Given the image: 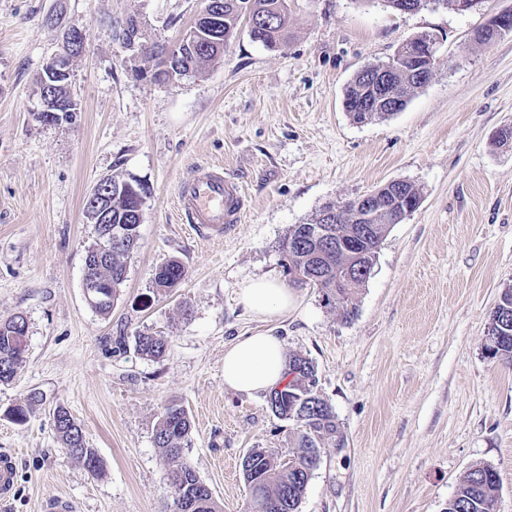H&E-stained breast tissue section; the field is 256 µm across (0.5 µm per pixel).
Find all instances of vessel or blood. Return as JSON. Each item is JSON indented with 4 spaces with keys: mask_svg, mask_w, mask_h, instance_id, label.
I'll return each mask as SVG.
<instances>
[{
    "mask_svg": "<svg viewBox=\"0 0 512 512\" xmlns=\"http://www.w3.org/2000/svg\"><path fill=\"white\" fill-rule=\"evenodd\" d=\"M179 206L185 223L200 234L223 235L225 228L239 223L245 198L238 183L225 178L217 167L197 168L179 192ZM16 464L12 455H0V497H8L15 485Z\"/></svg>",
    "mask_w": 512,
    "mask_h": 512,
    "instance_id": "vessel-or-blood-1",
    "label": "vessel or blood"
}]
</instances>
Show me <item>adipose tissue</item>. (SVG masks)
Returning a JSON list of instances; mask_svg holds the SVG:
<instances>
[{"mask_svg": "<svg viewBox=\"0 0 512 512\" xmlns=\"http://www.w3.org/2000/svg\"><path fill=\"white\" fill-rule=\"evenodd\" d=\"M240 301L254 316L269 320L287 315L294 308L296 298L283 280L259 277L241 287ZM286 381L283 344L271 333L244 336L225 348V388L261 393L281 387Z\"/></svg>", "mask_w": 512, "mask_h": 512, "instance_id": "ef3b65f1", "label": "adipose tissue"}]
</instances>
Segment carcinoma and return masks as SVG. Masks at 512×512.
I'll use <instances>...</instances> for the list:
<instances>
[{
	"label": "carcinoma",
	"mask_w": 512,
	"mask_h": 512,
	"mask_svg": "<svg viewBox=\"0 0 512 512\" xmlns=\"http://www.w3.org/2000/svg\"><path fill=\"white\" fill-rule=\"evenodd\" d=\"M224 16L219 25L208 21L194 24L180 41L181 70L174 77L195 74L204 69L218 55L224 53L228 43L227 35L236 32L242 17L241 4L274 17L271 26L257 34V41L264 46L275 48L288 38V15L285 0H222ZM426 83L413 79L411 70L401 69L393 75V89L409 97ZM366 84L361 76H354L346 88V106L361 97ZM112 234L118 240L112 244V253L101 260L91 259L88 277L102 287L112 286L117 293L126 278V259L137 247L139 223L135 216L137 202L123 182L112 180ZM333 203L324 204L313 218L289 229L281 244V253L288 266L303 274L319 268L322 275L314 286L323 292L326 304L334 305L345 319L356 313L353 303L355 290L365 284L371 273L376 252L366 250L364 258L354 262L362 265L364 272L354 277L348 287L336 289V265L341 256L334 252L317 255L312 239L318 227L344 235L357 223L354 210L346 208L338 220L328 221L325 213ZM185 276L183 265L172 260L162 265L155 274L153 288L167 293L178 287ZM28 322L24 315L15 314L0 320V382L10 381L19 366L25 361L27 345L20 337L27 335ZM136 350L153 359L163 357L168 340L152 333H138L135 336ZM485 351L489 358L512 362V288L501 292L497 304L491 311ZM289 369L296 376L281 392H274L278 400L279 416L292 421L298 431L294 448L288 451V462L281 467H271L270 455L262 448L252 449L243 467L245 481L252 490L250 512H299L308 481L321 459L322 445L327 441L344 444V436L337 423L336 413L328 401L316 390L317 373L312 361L301 355L290 357ZM43 401L40 394L27 395L25 401L11 410L18 423L27 420L35 404ZM53 427L61 444L70 455L83 462L92 474H98L102 461L95 449L88 446L81 425L70 411L58 404L53 410ZM192 424L187 412L172 405L164 409L153 433L154 443L162 452L169 467L170 489L174 497L176 512H221L210 488L198 477L185 458ZM501 480L498 472L488 465L471 468L448 499L445 512H494L500 494Z\"/></svg>",
	"instance_id": "1"
}]
</instances>
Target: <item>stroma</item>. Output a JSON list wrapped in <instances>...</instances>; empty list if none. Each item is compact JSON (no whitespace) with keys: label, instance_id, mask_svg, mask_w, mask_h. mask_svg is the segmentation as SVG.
<instances>
[{"label":"stroma","instance_id":"obj_1","mask_svg":"<svg viewBox=\"0 0 512 512\" xmlns=\"http://www.w3.org/2000/svg\"><path fill=\"white\" fill-rule=\"evenodd\" d=\"M201 0H0V319L28 320L26 360L0 383V453L16 463L0 512H175L168 468L153 442L164 408L192 421L185 454L223 512H248L242 461L293 445L292 421L264 393L224 386V349L268 331L285 354L310 358L343 447L326 442L299 512H444L474 465L493 467L496 512H512V365L489 359V314L512 287V34L475 32L512 0L466 12L414 13L382 0H288V43L268 48L240 22L224 53L188 79L139 76L150 50L175 45ZM83 29L71 65L73 119L30 112L35 83L62 42L48 14ZM135 18L127 45L116 26ZM440 38L431 81L390 118L358 124L345 87L406 40ZM223 168L247 203L242 220L209 239L185 224L181 182ZM105 177L146 189L137 248L112 311L87 302L84 260L95 231L83 200ZM403 179L419 207L391 225L351 319L319 289L295 288L288 316L262 322L238 301L250 279L285 278L289 229L330 201ZM179 260L185 278L155 293L156 270ZM166 337L153 359L137 333ZM122 349H115L116 338ZM38 391L28 421L7 410ZM65 405L103 462L99 474L62 447L51 412Z\"/></svg>","mask_w":512,"mask_h":512}]
</instances>
